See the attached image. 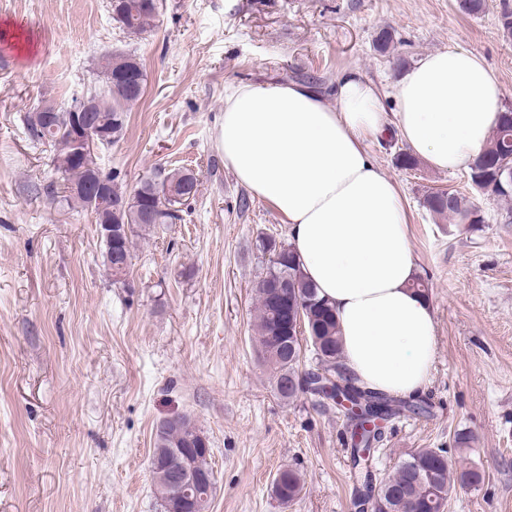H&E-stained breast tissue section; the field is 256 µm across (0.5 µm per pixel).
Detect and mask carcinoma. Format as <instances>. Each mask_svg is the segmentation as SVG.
Listing matches in <instances>:
<instances>
[{
  "label": "carcinoma",
  "instance_id": "1",
  "mask_svg": "<svg viewBox=\"0 0 512 512\" xmlns=\"http://www.w3.org/2000/svg\"><path fill=\"white\" fill-rule=\"evenodd\" d=\"M112 19L131 30L142 33L153 26L158 16L150 0H116L110 5ZM96 76L102 85L92 93L95 101V112L112 127V140L105 143L109 147L118 143L123 135L129 108L138 102L134 94V86L145 83V75L141 63L132 55L116 53L98 59L95 66ZM29 137L37 143H48L55 151L54 164L56 172L63 183L61 194L54 201L64 208L82 210L89 209L88 194L76 193L72 188L83 186L88 181V170L75 161L68 134L59 129H51L45 124L44 113L30 112L25 118ZM512 155V111L501 112L498 125L493 130L490 142L483 153L470 168L474 176L472 184H482L483 195L490 198H507L500 186L507 185L512 178V171L503 170L499 161ZM196 177L182 170H170L158 173L140 183L142 201L129 205L122 211V220L127 222L130 233L134 228H145L147 224L140 220L143 201L152 202L158 208L159 223L175 224L182 219L183 207L190 201L183 199L187 188L194 186ZM423 206L431 213L451 218L454 223L474 229L482 223L478 208L469 203L466 196L456 190L443 194L431 192L423 200ZM276 242H262V249L272 254L271 265L255 287L256 317L255 343L260 357L267 363L274 381V390L280 391L284 382H301L309 378L310 388H298L282 400H293L299 395L310 392L341 407L343 402L352 404L347 414L353 422V428H361V432H352L350 457L354 477L363 481L364 485L372 482V472L367 465L368 459L364 452L381 439L377 428H364V424L372 423L381 418H390L405 410L415 413H427L429 407L412 404L395 396L376 393L357 384L342 369L341 358L343 343L339 323L333 307L320 298L315 288L307 280L291 247L285 251L275 252ZM132 239L128 235L119 246L105 250L107 270L113 269V255L123 253L131 259ZM285 281L288 289V303L302 311L303 325L316 356L318 368L302 373L301 347L296 338L283 335L278 324L276 311L271 308L266 298L264 285L278 280ZM197 432V427L187 415L181 417L180 423L155 433L154 448L159 467H164L168 454L174 448H182L188 439ZM481 479V474L473 469L458 474L448 467V457L442 448H424L412 454L403 465L388 477L391 485L397 487L398 493L384 497L387 512H438L436 502L448 500L456 483H472V479ZM178 480V472H169V478L161 479L156 484L164 512H170V486ZM277 486L273 487L275 495L288 496L292 503L299 498L304 488L301 472L287 466L276 474Z\"/></svg>",
  "mask_w": 512,
  "mask_h": 512
}]
</instances>
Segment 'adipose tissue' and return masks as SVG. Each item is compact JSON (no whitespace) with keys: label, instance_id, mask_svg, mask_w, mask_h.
<instances>
[{"label":"adipose tissue","instance_id":"adipose-tissue-1","mask_svg":"<svg viewBox=\"0 0 512 512\" xmlns=\"http://www.w3.org/2000/svg\"><path fill=\"white\" fill-rule=\"evenodd\" d=\"M395 98L386 113L376 85L355 72L338 81L332 104L295 83L233 85L221 146L238 184L285 217L304 274L334 306L347 372L414 398L435 359L432 309L408 288L415 264L399 188L364 141L394 131L433 168L470 169L502 91L479 57L448 47L405 71Z\"/></svg>","mask_w":512,"mask_h":512}]
</instances>
